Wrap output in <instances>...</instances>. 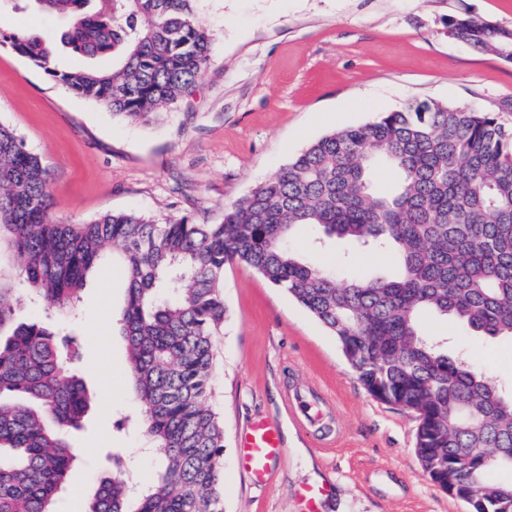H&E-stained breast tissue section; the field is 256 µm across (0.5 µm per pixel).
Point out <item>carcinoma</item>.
<instances>
[{"label": "carcinoma", "mask_w": 512, "mask_h": 512, "mask_svg": "<svg viewBox=\"0 0 512 512\" xmlns=\"http://www.w3.org/2000/svg\"><path fill=\"white\" fill-rule=\"evenodd\" d=\"M67 18L60 44L87 61L55 65L48 34L0 24V48L112 116L148 124L210 59L195 0H6ZM448 28L503 57L512 29L458 15ZM112 57V68L90 64ZM398 181L380 189L374 174ZM49 174L0 123V512H57L76 461L70 438L92 394L71 360L75 338L19 319L29 296L76 314L89 273L110 257L126 281L116 314L140 428L158 460L132 488L116 456L83 512H223L224 424L208 404L213 337L226 316L224 269L242 265L282 289L336 338L366 391L416 416L427 478L469 512H512V395L443 350L420 317H452L512 339V127L498 113L412 100L324 135L224 209L219 224H159L136 212L64 223ZM309 227L395 253L398 273L339 281L289 247Z\"/></svg>", "instance_id": "obj_1"}]
</instances>
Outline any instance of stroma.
<instances>
[{
	"label": "stroma",
	"mask_w": 512,
	"mask_h": 512,
	"mask_svg": "<svg viewBox=\"0 0 512 512\" xmlns=\"http://www.w3.org/2000/svg\"><path fill=\"white\" fill-rule=\"evenodd\" d=\"M196 11L213 34L211 59L149 126L113 118L0 51V122L48 167L56 219L123 211L219 223L225 206L321 136L411 99L481 106L512 122V62L448 33L449 18L461 13L512 28V0H198ZM347 252L351 274L396 272L391 253L342 240L324 251L325 266L339 267ZM125 294L118 266L107 261L88 278L76 317L34 301L19 312L84 340L72 365L94 404L71 439L79 459L59 512H82L113 456L131 460L135 481L156 471L141 454L148 442L135 426L139 405L125 390L115 322ZM224 304L209 399L224 421V512H298L296 491L326 477L336 490L323 512H468L423 474L415 415L367 393L335 337L285 292L231 265ZM421 323L512 392V339L478 338L434 314ZM306 385L325 401L326 439L299 427L285 406L287 388ZM255 416L279 425L286 448L265 487L238 463L242 428Z\"/></svg>",
	"instance_id": "1"
}]
</instances>
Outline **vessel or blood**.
<instances>
[{"label":"vessel or blood","instance_id":"obj_1","mask_svg":"<svg viewBox=\"0 0 512 512\" xmlns=\"http://www.w3.org/2000/svg\"><path fill=\"white\" fill-rule=\"evenodd\" d=\"M285 402L301 426H314L323 418L314 396L297 392L286 395ZM283 452L280 430L276 424L265 418H255L248 422L241 433L239 462L254 485L268 483L271 465ZM331 491V481L327 478L298 490L300 512H322Z\"/></svg>","mask_w":512,"mask_h":512}]
</instances>
